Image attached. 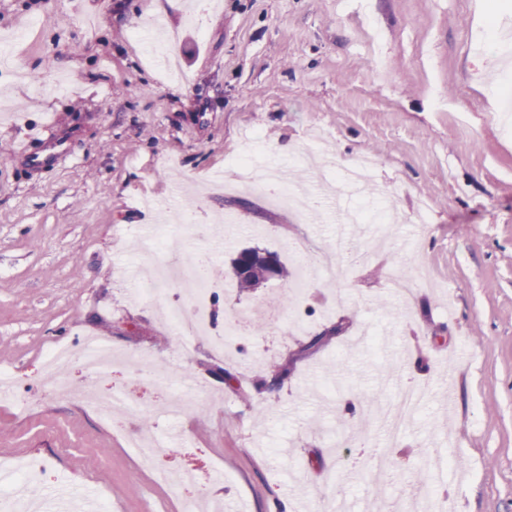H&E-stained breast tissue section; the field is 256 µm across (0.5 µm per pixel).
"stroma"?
Returning <instances> with one entry per match:
<instances>
[{
    "instance_id": "1",
    "label": "stroma",
    "mask_w": 512,
    "mask_h": 512,
    "mask_svg": "<svg viewBox=\"0 0 512 512\" xmlns=\"http://www.w3.org/2000/svg\"><path fill=\"white\" fill-rule=\"evenodd\" d=\"M493 14L512 19V0H212L201 13L194 0H0L12 52L0 67V368L15 379L0 397V461H39L26 486L43 512L70 488L105 495L112 512H183L200 491L224 512L278 497L306 512L426 498L442 512H512V122L493 93L512 70L482 46ZM248 131L262 137L256 178L285 167L296 189L316 184L309 220L249 187L213 189ZM61 137L68 156L32 169ZM361 158L380 193L349 207L395 220L348 224L349 263L327 196ZM144 224L159 260L210 254L219 306L264 305L265 331L220 358L197 340L181 373L166 372L184 338L163 312L180 298L143 295ZM299 237L310 248L291 255ZM248 247L298 271L335 263L338 278L240 288L231 260ZM391 265L417 285L409 307ZM86 332L143 362L107 382L143 405L123 428L82 397L95 385L83 367L65 375L75 397L42 375L49 343ZM274 365L290 375L271 392ZM219 366L230 378L214 377ZM190 378L208 395L193 396ZM403 387L425 397L398 444L376 415L337 409L390 404ZM175 396L188 409L172 421ZM142 437L158 444L152 460L132 448ZM366 443L390 462L375 477L358 466ZM446 456L466 468L423 484Z\"/></svg>"
}]
</instances>
